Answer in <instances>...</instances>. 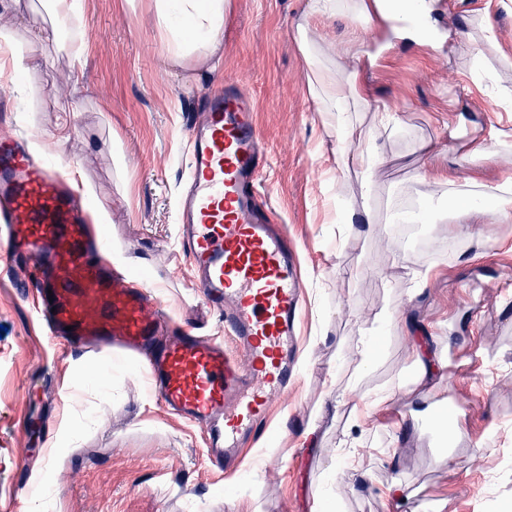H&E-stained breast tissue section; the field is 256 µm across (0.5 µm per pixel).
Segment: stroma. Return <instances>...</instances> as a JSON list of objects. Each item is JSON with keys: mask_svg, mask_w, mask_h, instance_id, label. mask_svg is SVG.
Segmentation results:
<instances>
[{"mask_svg": "<svg viewBox=\"0 0 512 512\" xmlns=\"http://www.w3.org/2000/svg\"><path fill=\"white\" fill-rule=\"evenodd\" d=\"M430 3L423 45L360 33L343 13L323 21L331 62L363 34L379 58L362 82L405 110L397 131L372 127L371 113L349 115L384 152L366 191L360 175L331 170L336 132L311 110L297 33L309 0H231L214 69L196 51L167 60L156 0H87L78 25L90 54L78 76L66 43L35 35L38 0H0V30L38 61L0 89L12 104L0 112V139L56 163L104 229L112 262L143 277L173 328L224 333L190 284L175 230L188 125L229 80L253 102L269 161L259 193L297 248L305 290L295 384L245 470L220 477L201 430L165 411L135 360L51 341L16 291L22 264L0 263L5 512H512V294L497 287L512 277V217H481L468 235L448 219L405 232L390 222L403 207L447 206V186L421 181L425 170H452L460 190L512 174V107L453 62L456 41L480 39L489 21L503 57L495 79L512 87V0ZM494 128L509 149L490 166L482 153L495 147ZM367 206L378 223H365ZM417 270L429 273L420 287ZM381 326L384 346L360 365V336ZM421 345L435 370L414 386ZM348 387L352 401H339ZM361 398L372 403L370 431L356 423ZM441 406L464 434L451 462L432 426ZM34 418L48 420L49 436L30 434ZM346 440L359 450L354 471L338 461Z\"/></svg>", "mask_w": 512, "mask_h": 512, "instance_id": "obj_1", "label": "stroma"}]
</instances>
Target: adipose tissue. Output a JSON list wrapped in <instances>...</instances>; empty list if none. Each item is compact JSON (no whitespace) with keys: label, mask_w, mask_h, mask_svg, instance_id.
<instances>
[{"label":"adipose tissue","mask_w":512,"mask_h":512,"mask_svg":"<svg viewBox=\"0 0 512 512\" xmlns=\"http://www.w3.org/2000/svg\"><path fill=\"white\" fill-rule=\"evenodd\" d=\"M225 0H158L156 27L165 45L167 58L181 59L192 50L201 48L208 58L220 59V30L224 22ZM343 11L367 25L383 26L393 20L388 0H310L308 14L323 18ZM299 43L308 65V87L313 109L323 115L355 111H373L377 126L395 129L403 124L400 109L386 101L369 104L359 82L358 63L365 54L354 46V64L339 72L320 66L319 58L326 48L323 37L315 28L305 25L299 30ZM344 145L336 150V167L355 168L364 176V188H371L377 164L383 160L379 148L369 143V135L351 121L341 125ZM462 213L487 212L507 218L512 216V177L502 181L479 183L476 190L466 193Z\"/></svg>","instance_id":"1"}]
</instances>
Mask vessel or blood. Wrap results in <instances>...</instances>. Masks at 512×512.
Segmentation results:
<instances>
[{"instance_id": "vessel-or-blood-1", "label": "vessel or blood", "mask_w": 512, "mask_h": 512, "mask_svg": "<svg viewBox=\"0 0 512 512\" xmlns=\"http://www.w3.org/2000/svg\"><path fill=\"white\" fill-rule=\"evenodd\" d=\"M265 165L253 104L225 84L191 124L178 240L226 337L182 332L147 359L158 311L146 288L109 260L53 163L34 161L21 140L0 141V260H25L48 335L141 358L152 392L207 434L209 462L224 472L240 469L244 442L266 433L294 381L303 284L287 234L257 196Z\"/></svg>"}]
</instances>
